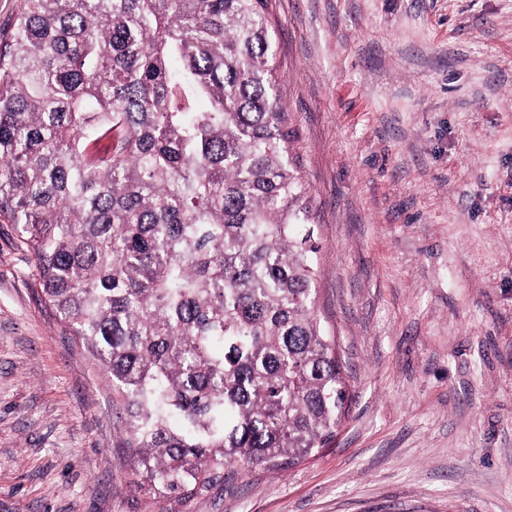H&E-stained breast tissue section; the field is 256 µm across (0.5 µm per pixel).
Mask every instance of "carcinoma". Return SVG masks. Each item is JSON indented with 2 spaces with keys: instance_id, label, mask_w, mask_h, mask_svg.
<instances>
[{
  "instance_id": "obj_1",
  "label": "carcinoma",
  "mask_w": 512,
  "mask_h": 512,
  "mask_svg": "<svg viewBox=\"0 0 512 512\" xmlns=\"http://www.w3.org/2000/svg\"><path fill=\"white\" fill-rule=\"evenodd\" d=\"M268 8L21 0L0 39V223L111 379L150 501L303 463L351 400Z\"/></svg>"
}]
</instances>
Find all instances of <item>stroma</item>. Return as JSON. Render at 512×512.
Wrapping results in <instances>:
<instances>
[{
  "label": "stroma",
  "mask_w": 512,
  "mask_h": 512,
  "mask_svg": "<svg viewBox=\"0 0 512 512\" xmlns=\"http://www.w3.org/2000/svg\"><path fill=\"white\" fill-rule=\"evenodd\" d=\"M352 390L330 448L184 512H512V0H270ZM0 223V512H169Z\"/></svg>",
  "instance_id": "obj_1"
}]
</instances>
